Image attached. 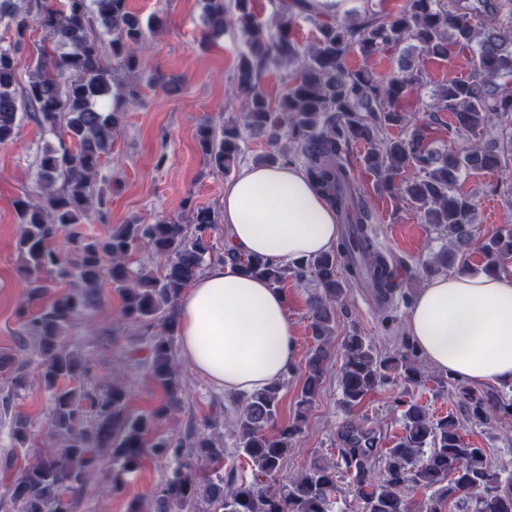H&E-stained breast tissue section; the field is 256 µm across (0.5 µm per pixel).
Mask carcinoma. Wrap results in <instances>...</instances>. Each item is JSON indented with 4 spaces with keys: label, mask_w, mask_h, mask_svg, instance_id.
I'll return each instance as SVG.
<instances>
[{
    "label": "carcinoma",
    "mask_w": 512,
    "mask_h": 512,
    "mask_svg": "<svg viewBox=\"0 0 512 512\" xmlns=\"http://www.w3.org/2000/svg\"><path fill=\"white\" fill-rule=\"evenodd\" d=\"M202 4L211 32L234 26L247 44L235 74L243 124L229 120L219 136L207 123L198 129V144L208 165L231 172L242 155L243 127L273 138L282 133L296 144L317 194L341 219L359 225L356 241L343 239L336 250L306 261L282 263L228 249L221 258L276 288L292 279L313 281L320 290L309 301L315 345L304 364L295 417L287 425L278 424L282 381L243 398L231 430L250 469L245 476L232 468L224 471L222 438L208 423L191 426L183 435H153L155 422L178 404L181 381L171 352L178 301L211 256L207 231L221 223V214L190 208V223L195 225L191 235L178 219L123 224L104 239L71 226L108 216V200L92 191L101 159L111 153L119 128L120 112L105 103L114 97H136L135 89L118 82L116 68L143 65L149 38L161 20L141 22L128 10L127 0H28L24 9L16 0H0V24L13 32V42L0 46V145L14 141L21 114L71 142L41 155V192L35 199L18 202L21 224L16 240L26 284L18 309L24 319L22 341H31L41 356L40 380L51 397L50 429L56 447L43 449L0 497L9 500L14 512H73L96 475L100 455L108 452L112 479L106 487L114 495L123 492L126 476L141 467L146 455L172 463L149 509L136 501L128 512H342L336 493L343 471L361 512H512V492L503 490L512 477L494 468L483 449L463 442L454 415L436 419L411 400L402 402L404 433L386 449L388 464L382 474L368 465L378 452L371 432L351 422L340 452L342 463L314 460L298 476L275 485L317 397L334 336L336 304L347 286L360 280L366 266L372 269L373 287L380 295L402 287L394 265L387 263L372 237V211L351 175L349 150L354 144L364 145L363 160L377 187L409 199L424 223L448 237L449 248L435 255L426 275L454 266L458 254L476 241L475 205L458 189L459 179L468 171L511 176L512 131L495 142L461 150L434 147L423 129L404 138L383 139L380 134L388 126L408 123L400 101L422 86L420 58L444 57L452 47L471 52L472 74L442 84L432 94L430 110L451 113L454 132L473 138L490 123L512 124V0H406L395 13L368 11L343 21L314 15L309 0H284L275 39L266 38L252 0ZM297 15L313 20L318 30L315 43L303 50L289 31L290 20ZM96 22L112 34L107 48L89 35ZM35 26L43 30V41L50 46L38 48L34 72L20 95L15 88L20 53ZM353 49L365 58L384 51L396 54V73L382 81L366 69L348 68L345 60ZM272 60L291 67V86L275 104L259 90ZM256 161L289 165L294 157L276 149ZM61 233L68 243L64 251L51 246ZM141 241L162 262L161 272L142 267L135 273L129 267L127 258ZM480 250L483 270L499 269L512 257V231L484 242ZM54 278L68 280L72 287L49 298ZM104 279L122 299L123 319L147 329L157 322L163 325V332L151 337L148 369L165 399L148 413L128 412L127 391L120 384L105 391L87 385L90 367L62 343L72 320L97 304ZM343 350L339 382L349 408L384 385L423 382L412 351L383 356L357 332L345 338ZM24 368L11 356H0V372L10 375L14 396L27 386ZM466 400L480 420L504 404L512 409V402L507 404L502 397L495 400L469 392ZM29 434L28 419L17 416L12 438L18 447H24ZM413 486L431 495L413 503L403 495Z\"/></svg>",
    "instance_id": "1"
}]
</instances>
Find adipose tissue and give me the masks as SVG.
<instances>
[{
    "label": "adipose tissue",
    "mask_w": 512,
    "mask_h": 512,
    "mask_svg": "<svg viewBox=\"0 0 512 512\" xmlns=\"http://www.w3.org/2000/svg\"><path fill=\"white\" fill-rule=\"evenodd\" d=\"M229 248L284 262L335 249V212L296 166L249 164L224 186ZM180 352L193 370L240 397L281 381L297 335L281 290L228 262L211 265L178 308ZM405 331L438 371L479 385H512V268L431 279Z\"/></svg>",
    "instance_id": "obj_1"
}]
</instances>
